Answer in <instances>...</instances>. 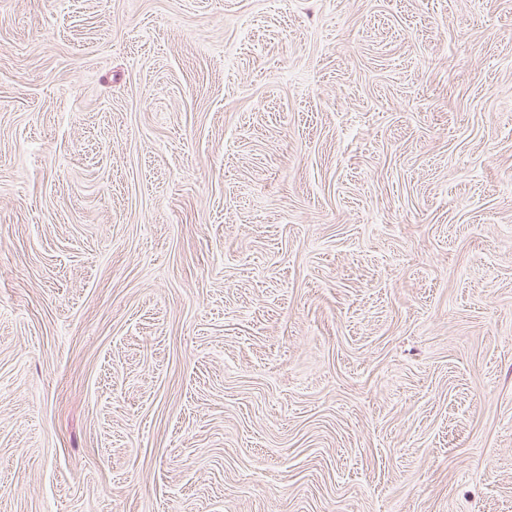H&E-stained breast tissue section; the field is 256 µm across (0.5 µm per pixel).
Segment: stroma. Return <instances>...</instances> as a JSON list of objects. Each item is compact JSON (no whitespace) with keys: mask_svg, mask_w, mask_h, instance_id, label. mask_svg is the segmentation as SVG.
<instances>
[{"mask_svg":"<svg viewBox=\"0 0 512 512\" xmlns=\"http://www.w3.org/2000/svg\"><path fill=\"white\" fill-rule=\"evenodd\" d=\"M0 512H512V0H0Z\"/></svg>","mask_w":512,"mask_h":512,"instance_id":"1","label":"stroma"}]
</instances>
